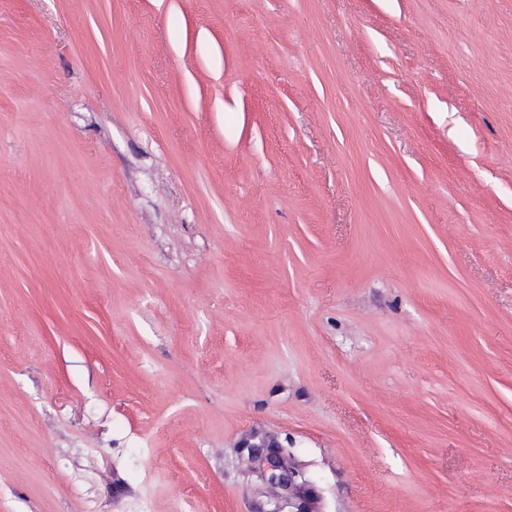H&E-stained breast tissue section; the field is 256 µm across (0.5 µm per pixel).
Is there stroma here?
Wrapping results in <instances>:
<instances>
[{"mask_svg":"<svg viewBox=\"0 0 512 512\" xmlns=\"http://www.w3.org/2000/svg\"><path fill=\"white\" fill-rule=\"evenodd\" d=\"M512 512V0H0V512ZM266 462V470L270 471L268 482L282 488L285 492V498H288V504L291 499L299 497L306 485V481H302L300 471L289 464L287 466L279 453L275 451L267 453Z\"/></svg>","mask_w":512,"mask_h":512,"instance_id":"35a3bbf8","label":"stroma"}]
</instances>
